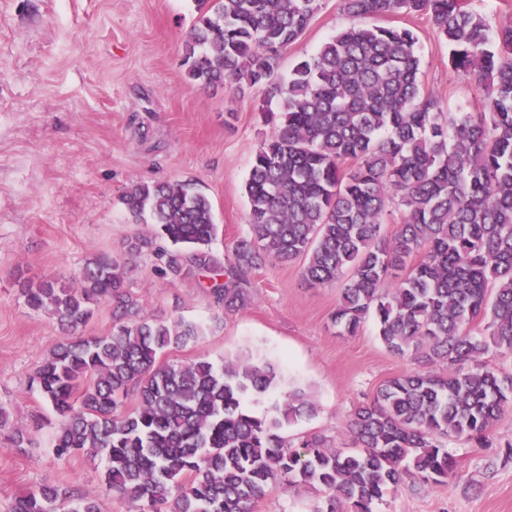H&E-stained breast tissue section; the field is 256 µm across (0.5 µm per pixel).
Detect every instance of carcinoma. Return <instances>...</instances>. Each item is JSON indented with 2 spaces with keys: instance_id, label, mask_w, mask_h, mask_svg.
<instances>
[{
  "instance_id": "1",
  "label": "carcinoma",
  "mask_w": 512,
  "mask_h": 512,
  "mask_svg": "<svg viewBox=\"0 0 512 512\" xmlns=\"http://www.w3.org/2000/svg\"><path fill=\"white\" fill-rule=\"evenodd\" d=\"M198 2L184 44L188 79L230 95L262 86L280 104L261 108L275 132L245 185L252 236L226 265L210 248L218 227L205 194L180 182L136 184L122 203L157 231L134 237L128 252L149 251L174 275L186 264L214 274L210 295L227 311L243 301L249 271L301 259L309 284H339L340 334L371 318L387 350L413 355L419 369L354 408L355 449L319 435L291 444L280 430L313 411L304 394L257 416L244 402L275 389L273 365L160 361L200 326L148 314L125 266L99 255L72 287L25 291L31 308L72 330L100 301L113 304L110 334L65 338L32 378L57 416L55 456L101 458L102 494L148 512H251L282 478L314 490L316 512H371L411 474L446 483L448 441L484 440L512 404V372L483 362L491 351L512 357V26L492 31L468 0H343L351 24L283 79L277 57L320 0ZM379 14L427 16L454 68L476 77L482 110L438 111L423 88L417 35L365 22ZM157 236L174 249L156 247ZM131 393L136 406L124 411ZM10 512L100 507L92 495L43 485Z\"/></svg>"
}]
</instances>
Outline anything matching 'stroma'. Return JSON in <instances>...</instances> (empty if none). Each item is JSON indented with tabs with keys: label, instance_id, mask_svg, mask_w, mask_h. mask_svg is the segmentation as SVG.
Segmentation results:
<instances>
[{
	"label": "stroma",
	"instance_id": "35a3bbf8",
	"mask_svg": "<svg viewBox=\"0 0 512 512\" xmlns=\"http://www.w3.org/2000/svg\"><path fill=\"white\" fill-rule=\"evenodd\" d=\"M343 0H321L302 37L282 51L280 74L312 54L349 19ZM199 15L197 0H0V512L44 484L98 495L101 459L52 452L56 418L31 386L36 368L64 333L55 317L28 307L29 283L69 285L99 254L127 267V286L148 312L196 323L194 343L165 353L170 362L250 357L278 372L276 394L246 402L271 413L277 394L303 392L312 416L285 425L294 440L310 434L351 447L354 404L373 400L387 379L417 370L389 352L374 321L354 336L332 323L337 287L310 286L301 261L268 263L246 276V296L232 312L215 306L194 271L162 274L150 254L127 243L153 235L133 223L121 201L132 185L195 184L210 199L216 255L231 257L250 233L245 181L273 125L260 107L264 91L227 95L191 84L183 44ZM373 24L411 28L419 39L422 81L443 112H477L471 75L455 70L448 47L422 15H380ZM32 443L15 447V431ZM447 484L409 478L373 512H512V410L487 443L450 442ZM309 487L278 483L253 512H315Z\"/></svg>",
	"mask_w": 512,
	"mask_h": 512
}]
</instances>
